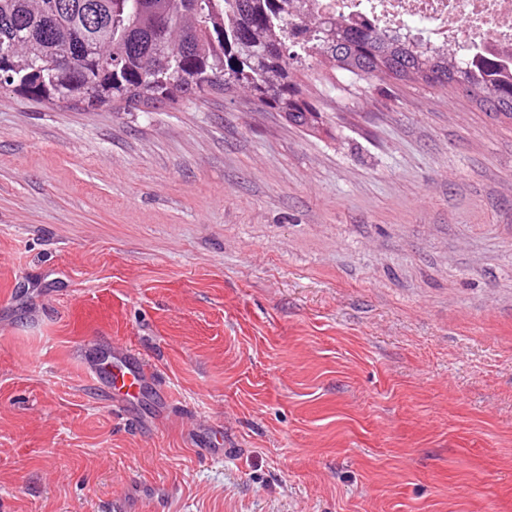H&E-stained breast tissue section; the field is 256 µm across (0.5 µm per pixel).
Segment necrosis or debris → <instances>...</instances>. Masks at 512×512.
Segmentation results:
<instances>
[{"instance_id": "necrosis-or-debris-1", "label": "necrosis or debris", "mask_w": 512, "mask_h": 512, "mask_svg": "<svg viewBox=\"0 0 512 512\" xmlns=\"http://www.w3.org/2000/svg\"><path fill=\"white\" fill-rule=\"evenodd\" d=\"M314 10L429 51L463 50L471 60L512 58L507 0H316Z\"/></svg>"}]
</instances>
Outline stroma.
Listing matches in <instances>:
<instances>
[{
  "label": "stroma",
  "mask_w": 512,
  "mask_h": 512,
  "mask_svg": "<svg viewBox=\"0 0 512 512\" xmlns=\"http://www.w3.org/2000/svg\"><path fill=\"white\" fill-rule=\"evenodd\" d=\"M295 75L320 131L0 92V512H512V119ZM108 367L103 369H93L96 380L104 381L112 396L121 397L116 400L117 403L124 405L138 399L142 389L148 379L147 369L143 364L130 363L123 359L114 349V358Z\"/></svg>",
  "instance_id": "stroma-1"
}]
</instances>
